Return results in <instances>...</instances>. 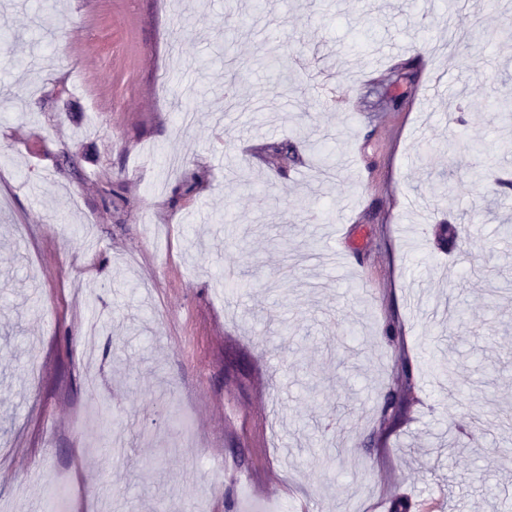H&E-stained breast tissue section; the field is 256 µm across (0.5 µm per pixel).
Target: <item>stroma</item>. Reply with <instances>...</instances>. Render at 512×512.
<instances>
[{"instance_id": "obj_1", "label": "stroma", "mask_w": 512, "mask_h": 512, "mask_svg": "<svg viewBox=\"0 0 512 512\" xmlns=\"http://www.w3.org/2000/svg\"><path fill=\"white\" fill-rule=\"evenodd\" d=\"M57 3L50 33L37 0H0V497L512 512V431L487 408L512 412V188L489 205L472 180H512L495 118L512 0ZM281 46L311 62L291 92L265 69ZM226 51L221 116L226 75L206 62ZM406 63L387 110L372 89ZM324 73L332 104L310 95ZM452 137L486 150L456 161ZM270 143L295 152L272 162ZM443 222L467 230L447 251ZM450 300L462 323L435 318ZM452 344L451 398L436 365ZM405 364L410 407L389 426Z\"/></svg>"}]
</instances>
